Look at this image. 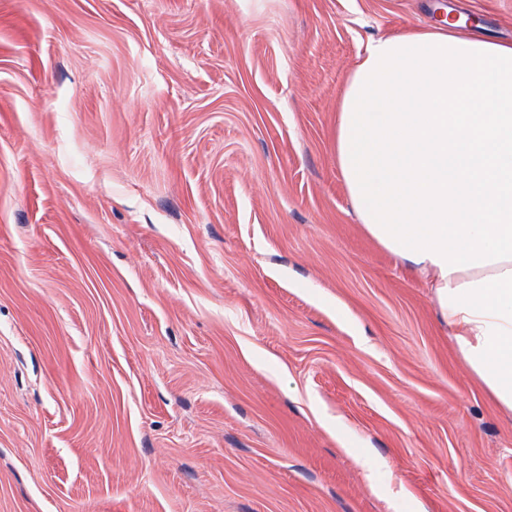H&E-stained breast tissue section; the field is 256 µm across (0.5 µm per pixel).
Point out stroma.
Returning a JSON list of instances; mask_svg holds the SVG:
<instances>
[{
    "label": "stroma",
    "mask_w": 512,
    "mask_h": 512,
    "mask_svg": "<svg viewBox=\"0 0 512 512\" xmlns=\"http://www.w3.org/2000/svg\"><path fill=\"white\" fill-rule=\"evenodd\" d=\"M512 0H0V512H512V413L359 224L369 39Z\"/></svg>",
    "instance_id": "1"
}]
</instances>
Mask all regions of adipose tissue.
<instances>
[{
    "label": "adipose tissue",
    "mask_w": 512,
    "mask_h": 512,
    "mask_svg": "<svg viewBox=\"0 0 512 512\" xmlns=\"http://www.w3.org/2000/svg\"><path fill=\"white\" fill-rule=\"evenodd\" d=\"M335 152L365 232L424 278L468 366L512 412V43L450 25L371 39Z\"/></svg>",
    "instance_id": "ef3b65f1"
}]
</instances>
